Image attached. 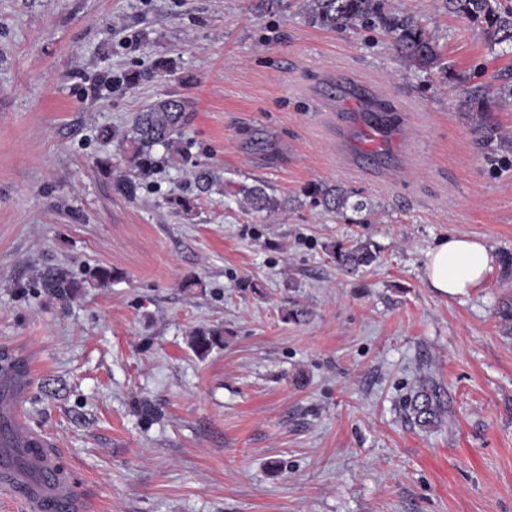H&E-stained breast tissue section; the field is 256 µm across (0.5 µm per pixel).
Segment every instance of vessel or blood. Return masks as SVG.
I'll list each match as a JSON object with an SVG mask.
<instances>
[{"label":"vessel or blood","mask_w":512,"mask_h":512,"mask_svg":"<svg viewBox=\"0 0 512 512\" xmlns=\"http://www.w3.org/2000/svg\"><path fill=\"white\" fill-rule=\"evenodd\" d=\"M28 380V374L23 373L0 381V427L25 446L29 459L28 466L22 467L14 449L0 450V473L7 477L0 485V496L20 502L24 512H85V500L47 453L49 436L26 424L22 403Z\"/></svg>","instance_id":"vessel-or-blood-1"}]
</instances>
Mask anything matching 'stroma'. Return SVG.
Returning a JSON list of instances; mask_svg holds the SVG:
<instances>
[{"mask_svg": "<svg viewBox=\"0 0 512 512\" xmlns=\"http://www.w3.org/2000/svg\"><path fill=\"white\" fill-rule=\"evenodd\" d=\"M303 3L0 0V360L29 358L25 417L90 512H512V53L444 0H387L435 41L426 73ZM352 80L395 106L399 140L375 147L356 102L335 111L324 87ZM173 94L224 180L189 214L168 199L190 171L129 197L98 167L125 170L100 127ZM260 184L277 213L243 205ZM454 233L496 263L448 296L424 270ZM337 243L377 259L346 272ZM87 265L112 283L64 302L40 285ZM212 328L222 344L197 353ZM426 385L446 409L424 429L408 401Z\"/></svg>", "mask_w": 512, "mask_h": 512, "instance_id": "obj_1", "label": "stroma"}]
</instances>
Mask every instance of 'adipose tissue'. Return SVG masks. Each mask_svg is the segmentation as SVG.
<instances>
[{
    "instance_id": "1",
    "label": "adipose tissue",
    "mask_w": 512,
    "mask_h": 512,
    "mask_svg": "<svg viewBox=\"0 0 512 512\" xmlns=\"http://www.w3.org/2000/svg\"><path fill=\"white\" fill-rule=\"evenodd\" d=\"M491 247L466 234L444 238L427 255L426 281L431 288L451 296L480 286L492 271Z\"/></svg>"
}]
</instances>
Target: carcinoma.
<instances>
[{"label": "carcinoma", "instance_id": "1", "mask_svg": "<svg viewBox=\"0 0 512 512\" xmlns=\"http://www.w3.org/2000/svg\"><path fill=\"white\" fill-rule=\"evenodd\" d=\"M448 13L476 24L487 36L490 47L512 46V3L509 0H445ZM304 10L309 21L321 28L336 29L347 26L381 28L393 39L397 50L406 60L421 69L439 64L436 45L426 32L411 18L393 16L385 10L384 0H306ZM187 103L172 96L159 100L140 113L130 129L112 131V140L123 153L129 174L116 182L120 191L132 196L137 182L147 180L160 166L175 169L191 167L198 193L224 191V181L215 171L193 159L185 140L184 121ZM248 207L255 212L275 213L279 200L263 185L244 189ZM326 211L336 212L346 204L343 189L334 186L321 190ZM336 265L357 270L376 260L366 246L339 245L332 252ZM114 273L106 266L88 267L83 277L76 278L64 268H54L43 275V286L59 299L75 297L87 286L105 287L112 282ZM222 332L202 329L195 332L192 343L199 353L209 351L220 341ZM414 423L420 427L433 426L444 409L442 394L434 386L418 390L409 403Z\"/></svg>", "mask_w": 512, "mask_h": 512}]
</instances>
